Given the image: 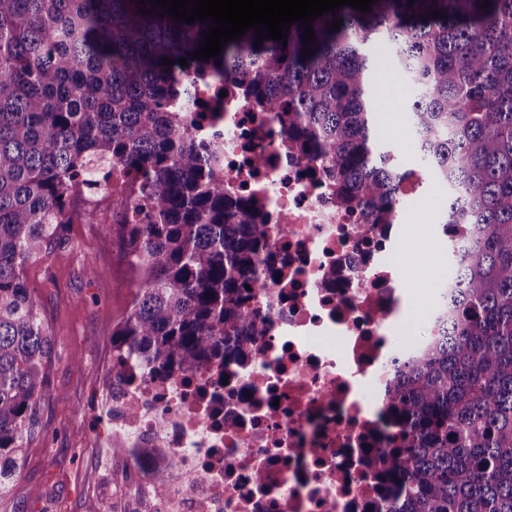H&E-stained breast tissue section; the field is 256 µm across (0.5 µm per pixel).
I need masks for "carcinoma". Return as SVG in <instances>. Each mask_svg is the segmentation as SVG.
Wrapping results in <instances>:
<instances>
[{"instance_id": "obj_1", "label": "carcinoma", "mask_w": 512, "mask_h": 512, "mask_svg": "<svg viewBox=\"0 0 512 512\" xmlns=\"http://www.w3.org/2000/svg\"><path fill=\"white\" fill-rule=\"evenodd\" d=\"M488 2L345 5L311 23L312 44L297 22L285 42L256 48L249 29L198 60L209 25L151 0H0V498L52 348L25 270L65 225L97 223L72 208L75 189L124 186L117 232L138 287L112 330L113 378L130 362L208 372L264 334L269 225L225 190L219 147L202 150L173 106L218 69L286 129L285 148L336 177L340 205L367 214L363 234L393 223L413 173L448 188L452 272L434 335L391 391L406 445L382 455L394 473L385 512H512V0ZM381 43L411 89L415 170L380 137Z\"/></svg>"}]
</instances>
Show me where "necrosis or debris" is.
Here are the masks:
<instances>
[{
    "mask_svg": "<svg viewBox=\"0 0 512 512\" xmlns=\"http://www.w3.org/2000/svg\"><path fill=\"white\" fill-rule=\"evenodd\" d=\"M203 103L198 143L219 145L234 193L261 200L269 250L282 259L267 331L246 361L225 359L220 372L161 381L126 367L112 387L108 443L145 449L141 489L150 494L153 475H164L161 512H384L389 473L378 458L402 443L389 393L419 347L396 340L417 189L406 188L395 223L363 237L361 214L281 147L280 127L235 82L194 86L186 106ZM259 151L266 160L255 168Z\"/></svg>",
    "mask_w": 512,
    "mask_h": 512,
    "instance_id": "necrosis-or-debris-1",
    "label": "necrosis or debris"
}]
</instances>
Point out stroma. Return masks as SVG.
<instances>
[{"mask_svg":"<svg viewBox=\"0 0 512 512\" xmlns=\"http://www.w3.org/2000/svg\"><path fill=\"white\" fill-rule=\"evenodd\" d=\"M382 86L376 107L387 140L401 160L414 161L408 90L390 68ZM424 191L427 200L406 229V263L417 307L448 275L447 265L421 243L447 206L448 193L434 183ZM97 212L99 223L65 225L64 245L26 271L54 351L20 475L10 495L0 501V512L156 510L127 482L126 459L100 445L101 412L112 395V329L128 309L136 285L115 231L111 200L99 203ZM93 269L98 277H90Z\"/></svg>","mask_w":512,"mask_h":512,"instance_id":"35a3bbf8","label":"stroma"}]
</instances>
